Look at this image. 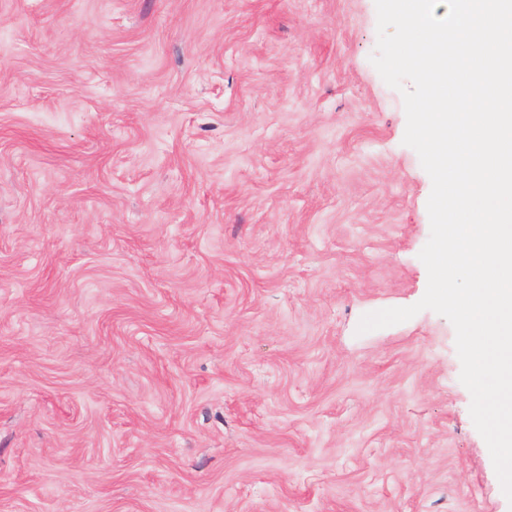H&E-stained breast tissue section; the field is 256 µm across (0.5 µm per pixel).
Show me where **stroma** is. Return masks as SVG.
<instances>
[{
  "mask_svg": "<svg viewBox=\"0 0 512 512\" xmlns=\"http://www.w3.org/2000/svg\"><path fill=\"white\" fill-rule=\"evenodd\" d=\"M375 0H0V512H512Z\"/></svg>",
  "mask_w": 512,
  "mask_h": 512,
  "instance_id": "obj_1",
  "label": "stroma"
}]
</instances>
